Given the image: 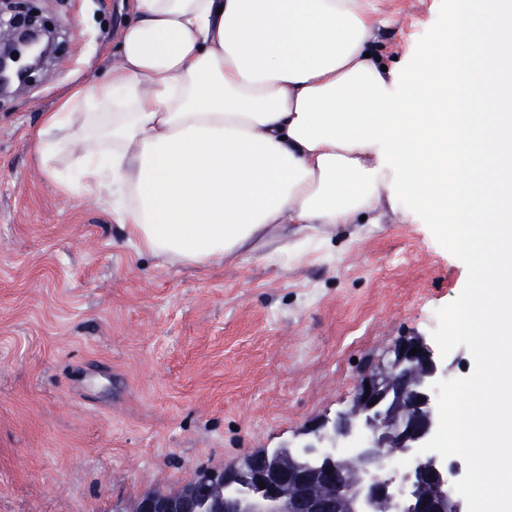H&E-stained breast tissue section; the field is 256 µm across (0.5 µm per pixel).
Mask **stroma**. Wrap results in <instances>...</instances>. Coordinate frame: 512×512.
Here are the masks:
<instances>
[{
    "label": "stroma",
    "mask_w": 512,
    "mask_h": 512,
    "mask_svg": "<svg viewBox=\"0 0 512 512\" xmlns=\"http://www.w3.org/2000/svg\"><path fill=\"white\" fill-rule=\"evenodd\" d=\"M57 58L0 98V512H120L258 449L302 448L346 412L366 363L419 336L467 384L451 333L485 245L448 248L405 204L324 232L279 230L207 268L137 254L111 210L61 194L31 133L74 85L119 61L122 0H33ZM376 49L404 78L450 0H382Z\"/></svg>",
    "instance_id": "stroma-1"
}]
</instances>
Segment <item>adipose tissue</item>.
Here are the masks:
<instances>
[{
  "instance_id": "ef3b65f1",
  "label": "adipose tissue",
  "mask_w": 512,
  "mask_h": 512,
  "mask_svg": "<svg viewBox=\"0 0 512 512\" xmlns=\"http://www.w3.org/2000/svg\"><path fill=\"white\" fill-rule=\"evenodd\" d=\"M377 0H134L120 62L46 113L32 143L72 197L112 209L138 254L204 268L286 225L319 232L397 201L456 252L489 245L452 332L483 373L452 402L456 447L512 512V0H452L409 91L372 57ZM488 400L494 415L472 408Z\"/></svg>"
}]
</instances>
